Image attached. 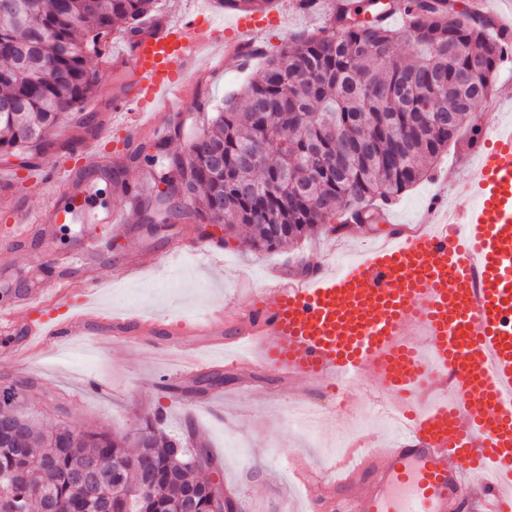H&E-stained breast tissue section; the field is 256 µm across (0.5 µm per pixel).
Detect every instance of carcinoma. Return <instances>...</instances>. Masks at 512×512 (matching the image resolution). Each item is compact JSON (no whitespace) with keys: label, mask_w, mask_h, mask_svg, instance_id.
Returning a JSON list of instances; mask_svg holds the SVG:
<instances>
[{"label":"carcinoma","mask_w":512,"mask_h":512,"mask_svg":"<svg viewBox=\"0 0 512 512\" xmlns=\"http://www.w3.org/2000/svg\"><path fill=\"white\" fill-rule=\"evenodd\" d=\"M21 16L0 11V156L39 155L68 114L91 127L83 104L96 89L88 60L109 35L137 34L156 0H43ZM384 8L339 0L325 24L265 59L241 92L202 108L203 132L182 151L160 140L128 143L127 162L156 167L165 189L142 199L161 224L202 217L236 235L253 226V250L303 238L338 214L388 202L425 176L492 93L504 43L492 20L453 0H398ZM404 37L411 56L393 46ZM154 153H149V148ZM336 153L341 163L320 159ZM26 381L0 388V512H233L234 501L196 475L189 446L150 422L134 434L78 430L62 416L44 427L23 411Z\"/></svg>","instance_id":"carcinoma-1"}]
</instances>
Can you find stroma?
<instances>
[{
  "label": "stroma",
  "instance_id": "obj_1",
  "mask_svg": "<svg viewBox=\"0 0 512 512\" xmlns=\"http://www.w3.org/2000/svg\"><path fill=\"white\" fill-rule=\"evenodd\" d=\"M283 2L284 22L270 29L263 39V50L269 54L280 50L285 35L323 26L332 5V0H320L315 10L304 11L297 7V0ZM89 66L97 74L98 86L85 109L95 113L101 124L109 120L112 95L122 82L105 59L90 60ZM261 68L257 60L250 68L240 69L234 60L220 53L208 59L201 75L191 80L190 93L173 121L182 135L169 138V149L183 147L185 137L202 129L200 101L220 100L240 91L247 80L259 76ZM77 136L82 137L84 146L99 147L111 163L124 158L131 138L120 128L112 129L104 138L94 130L83 134L69 121H61L51 131L53 146L47 152L24 163L14 157L0 160V208L7 205L35 211L50 197L62 201L71 197L74 186L82 181V169L64 173L47 185L30 183L26 171L52 164ZM470 139V132L462 131L447 151L429 163L423 180L389 201L392 223L419 222L429 199L441 192L446 193L449 203L467 205L468 199L458 193L456 182L462 175L461 159ZM137 204L134 198L94 191L81 208L83 224L94 223L102 210L116 209L124 212L127 227L126 235L113 239L98 258L106 279L86 306L90 313L124 308L142 318L175 321L199 317L220 307L230 323L247 301L241 291L243 285L261 287L276 270L296 275L309 263L330 266L346 261L368 243L383 238L391 225L373 224L362 227L357 235L346 236L322 224L297 243L272 251H254L245 246L250 235L248 226H240L231 239L225 238L218 227L209 243L218 248L219 255L209 260L172 251L176 237H199L197 225L177 224L169 231L152 232L148 225L139 223ZM8 226L7 215L0 211V284L5 282L10 287L9 293L0 294V309L14 307L18 296L29 289L33 264L45 252H53L59 259L68 256L82 224H58L50 230L37 225L19 241L10 239ZM144 253L159 255L157 267L134 278L119 276L118 270L125 262ZM21 344L15 329L0 323V386L19 378L30 381L27 405L34 419L49 425L62 413L74 428L113 433L133 430L153 419L172 434L193 427L212 456L211 466L202 468L201 477L238 499L244 512H341L340 504L331 497L303 499L296 491L292 469L322 470L329 458L328 445L338 440L341 429L349 423L379 441L390 442L395 437L383 412L362 385L350 390L353 417L332 415L327 427L311 437L290 418L295 403L290 391L271 398L249 396L239 391L242 377L229 367L220 368L224 382L218 386L212 385L206 373L184 377L186 357L224 354L223 347L212 345L210 337L200 333L158 336L139 345L116 341L105 353L76 338L40 339L25 354L20 351Z\"/></svg>",
  "mask_w": 512,
  "mask_h": 512
}]
</instances>
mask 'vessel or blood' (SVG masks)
Wrapping results in <instances>:
<instances>
[{"mask_svg":"<svg viewBox=\"0 0 512 512\" xmlns=\"http://www.w3.org/2000/svg\"><path fill=\"white\" fill-rule=\"evenodd\" d=\"M283 18L280 0H224L223 23L187 10L123 37L112 66L128 78L112 97L113 118L156 131L161 112L180 110L206 57L221 51L248 65L265 29ZM479 120L496 146L470 155L460 185L468 206L431 198L423 225L399 226L339 268L280 277L251 295L232 327L212 312L203 325L242 349L240 369L266 368L289 388L342 396L350 376L371 377L390 398L391 413L407 425L392 445L351 449L328 473H295L306 493L340 495L348 512H512V122L494 112ZM75 163L95 169L102 157L86 148L30 177L48 183ZM67 213L50 198L33 213L12 214L10 233L25 237ZM124 232L117 213H104L84 226L74 259ZM103 281L89 273L77 294L69 279L53 278V301L28 295L0 319L20 322L29 339L180 335L181 323L114 311L89 325L79 309Z\"/></svg>","mask_w":512,"mask_h":512,"instance_id":"obj_1","label":"vessel or blood"}]
</instances>
